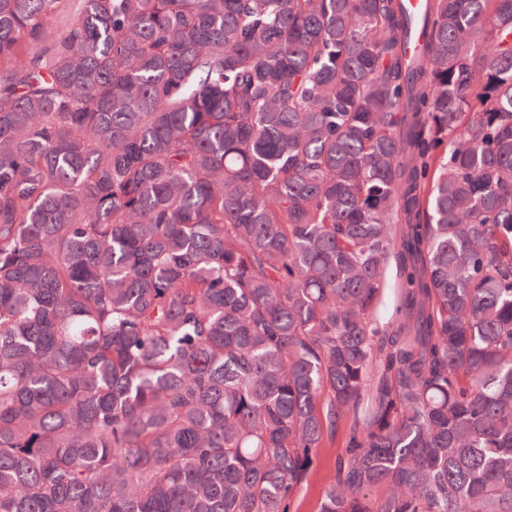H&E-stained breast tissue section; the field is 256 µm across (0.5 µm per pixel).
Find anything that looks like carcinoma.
Masks as SVG:
<instances>
[{
	"instance_id": "1",
	"label": "carcinoma",
	"mask_w": 512,
	"mask_h": 512,
	"mask_svg": "<svg viewBox=\"0 0 512 512\" xmlns=\"http://www.w3.org/2000/svg\"><path fill=\"white\" fill-rule=\"evenodd\" d=\"M0 0V512H512V0ZM385 494L375 497L378 489ZM352 425L350 417L341 418L336 426V435L326 438L318 448L314 464L293 503V512H319L328 480L338 474L340 462L343 461L344 438Z\"/></svg>"
}]
</instances>
